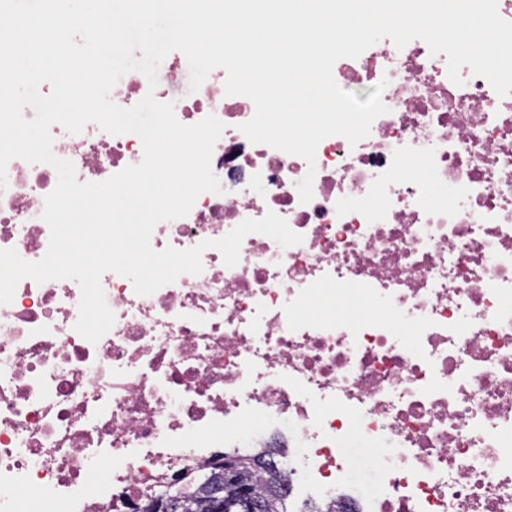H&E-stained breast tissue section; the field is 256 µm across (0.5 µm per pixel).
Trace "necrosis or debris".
Instances as JSON below:
<instances>
[{"label":"necrosis or debris","instance_id":"4bbe7bcc","mask_svg":"<svg viewBox=\"0 0 512 512\" xmlns=\"http://www.w3.org/2000/svg\"><path fill=\"white\" fill-rule=\"evenodd\" d=\"M460 75L420 39L339 59L337 84L383 85L387 112L357 145L324 139L312 167L246 138L255 107L226 95L224 69L174 101L182 123L225 124L223 191L159 223L152 247L188 249L270 211L303 241L249 234L236 266L206 250L201 274L149 296L104 273L115 323L95 343L74 329L76 281L22 280L0 304V512H134L241 447L246 421L272 423L257 447L304 469L322 501L512 512V94ZM150 91L171 99L131 71L110 98L129 108ZM51 134L81 183L143 157L137 135L93 123ZM7 180L0 250L39 260L56 171L17 158ZM323 301L342 315L307 316Z\"/></svg>","mask_w":512,"mask_h":512}]
</instances>
